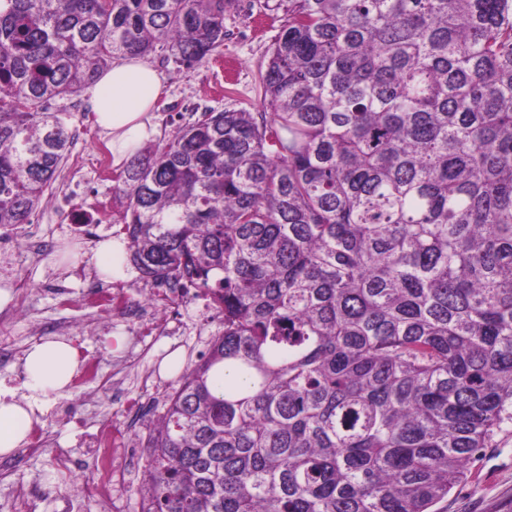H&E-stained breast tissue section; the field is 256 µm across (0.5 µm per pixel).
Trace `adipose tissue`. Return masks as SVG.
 Segmentation results:
<instances>
[{"mask_svg":"<svg viewBox=\"0 0 512 512\" xmlns=\"http://www.w3.org/2000/svg\"><path fill=\"white\" fill-rule=\"evenodd\" d=\"M161 90L157 73L140 56L114 60L90 87L94 122L108 138L113 166L129 162L156 135L153 109ZM78 365L66 342L47 340L30 348L21 382L30 400L19 401L15 389L0 386V455L23 444L24 429L40 410L34 394L65 387Z\"/></svg>","mask_w":512,"mask_h":512,"instance_id":"ef3b65f1","label":"adipose tissue"}]
</instances>
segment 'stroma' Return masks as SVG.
<instances>
[{
    "instance_id": "35a3bbf8",
    "label": "stroma",
    "mask_w": 512,
    "mask_h": 512,
    "mask_svg": "<svg viewBox=\"0 0 512 512\" xmlns=\"http://www.w3.org/2000/svg\"><path fill=\"white\" fill-rule=\"evenodd\" d=\"M266 3L267 0H235L224 14L223 45L194 67L177 66L165 60L160 51L148 55V62L162 80L155 110L158 141L167 140L192 113L208 108L264 111L261 74L278 32ZM60 107L72 114L69 126L74 134L73 145L49 191L48 203L37 210L35 217L45 229L62 223L68 210L110 222L116 208L113 189L119 170L112 165L107 140L93 123L87 95H80L75 102L62 101ZM54 239L55 248L46 252L33 253L25 247L0 249V290L8 284L21 289L26 310L21 318L0 317V348L18 352L10 362L0 361V378L18 380L22 373L21 354L36 344L46 323L83 320L87 326L78 340L79 346L86 358L98 362L100 374L116 371L117 385L98 394L79 426L51 416L57 403L70 397V389L44 397L46 413L33 422L32 428L45 432L50 449L35 457H14L8 481L40 486V494L29 502V512H61V502L70 485L82 482L88 475L83 467L67 473L58 470L55 452L82 459L100 428L122 431L128 404L145 399L139 378L151 372L163 384H176L179 373L162 369L164 357L175 351L181 363L198 361L220 327L215 311L206 308L203 301L189 302L183 311L191 334L183 347H175L168 337L158 336L136 361L117 366V359L127 353L133 337L120 328L119 314H105L91 308L86 300V278L102 277L93 261L99 240H81L67 231L55 234ZM8 483H0V512H11ZM435 510L512 512V427L496 435L493 447L485 449L469 465L466 479L455 485Z\"/></svg>"
}]
</instances>
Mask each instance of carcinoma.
<instances>
[{
  "label": "carcinoma",
  "instance_id": "1",
  "mask_svg": "<svg viewBox=\"0 0 512 512\" xmlns=\"http://www.w3.org/2000/svg\"><path fill=\"white\" fill-rule=\"evenodd\" d=\"M233 0H0V228L45 201L112 59L191 68ZM270 111L116 177L124 261L224 316L141 512H433L512 424V0H277ZM248 378L213 395L219 364Z\"/></svg>",
  "mask_w": 512,
  "mask_h": 512
}]
</instances>
